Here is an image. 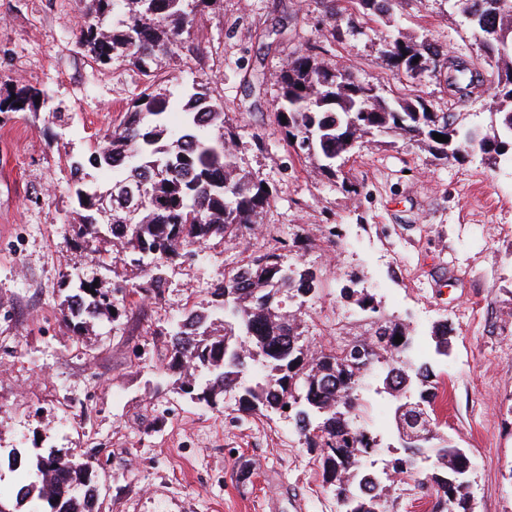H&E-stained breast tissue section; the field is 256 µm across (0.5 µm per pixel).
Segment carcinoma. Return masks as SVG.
<instances>
[{"label":"carcinoma","mask_w":512,"mask_h":512,"mask_svg":"<svg viewBox=\"0 0 512 512\" xmlns=\"http://www.w3.org/2000/svg\"><path fill=\"white\" fill-rule=\"evenodd\" d=\"M365 16L382 18L396 0H347ZM465 0L468 25L481 36L477 61L461 59L453 83L467 88L481 70L496 74L494 114L499 131L482 136L427 111L420 100L387 101L349 72L336 78L316 55L303 52L279 76L280 107L289 145L299 155H314L321 168L336 176L338 160L352 149L351 141L370 135L393 134L426 147L437 160H458L479 152L495 159L512 147V0ZM86 21L77 42L100 64L122 58L140 68L146 86L128 105L123 120L105 135L88 156L89 165L112 172L103 191L76 189L85 211L75 234L86 240L100 233L96 203L107 196L108 230L112 239L143 268L151 291L159 294L167 263L189 253L216 235L233 236L256 222L270 206L271 194L239 172L229 143L236 133L225 126L224 108L205 94L190 95L183 110L186 125L171 130L164 115L173 108L171 96L156 88L148 63L172 56L191 35L197 15L209 0H85ZM440 50L394 39L385 54L387 64L400 71L425 72ZM40 92L24 89L16 98L0 100V112L36 109L45 104ZM218 128L216 136L202 134ZM449 137L438 142L433 134ZM82 282L68 296V327L76 332L83 318L94 317L124 303L122 288H99L91 293ZM318 289L317 276L300 263L286 265L274 251L231 270L224 285L212 292L213 306L222 313L215 325L205 311L191 310L170 330L168 370L179 374V390L199 401L216 402L232 392L239 410L249 415L279 412L289 407L288 419L309 448H319L326 465V481L333 486L344 512H379L383 492L381 474L363 466L365 455L378 447L377 437L355 425L362 411L360 387L367 372L379 368L385 393L394 400L397 436L420 428L428 437L401 446L392 473L417 474L432 459L427 475L435 492L433 512H474L470 488V459L453 439L439 434L433 415L436 393L430 362L412 352L409 326L385 317L367 295L358 300L375 314L370 338L352 341L334 352L311 354L305 347L301 321L284 311V300L305 298ZM401 336L403 342L395 343ZM435 353L448 356V323L432 327ZM33 473L13 505L0 500V512H22L25 503L44 502L47 512H96L97 488L91 466L79 455L51 448L29 456L16 453Z\"/></svg>","instance_id":"1"}]
</instances>
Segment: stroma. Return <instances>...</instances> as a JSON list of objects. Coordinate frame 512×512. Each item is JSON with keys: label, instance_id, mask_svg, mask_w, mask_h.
I'll return each mask as SVG.
<instances>
[{"label": "stroma", "instance_id": "1", "mask_svg": "<svg viewBox=\"0 0 512 512\" xmlns=\"http://www.w3.org/2000/svg\"><path fill=\"white\" fill-rule=\"evenodd\" d=\"M83 0H0V87H30L37 111L0 112V456L72 448L92 465L99 512H343L324 481L320 449L307 447L281 412L242 415L234 394L217 405L181 393L166 368L168 331L189 309L207 310L229 270L259 251L314 270L321 284L300 310L312 350L371 331L346 292L360 279L375 305L425 341L441 321L447 356L434 364L441 432L465 448L475 512H512V157L437 161L419 144L380 135L347 156L336 177L289 147L275 113L278 79L297 52L315 47L332 69L376 86L385 99L422 97L461 127L490 129L492 76L466 97L445 75L409 78L384 61L395 36L440 44L448 57L480 55L458 0H398L386 20L344 14L331 36L326 0H211L178 56L151 69L179 105L201 92L236 126L238 168L266 184L271 204L243 235L216 237L168 265L162 292L136 294L143 272L108 231L74 237L84 181L109 185L86 165L146 82L116 59L94 62L77 43ZM336 225L337 244L327 241ZM128 289L119 318L81 334L63 322L79 281ZM369 377L358 425L379 440L383 468L397 443L393 404ZM417 477L391 478L382 512H432Z\"/></svg>", "mask_w": 512, "mask_h": 512}]
</instances>
